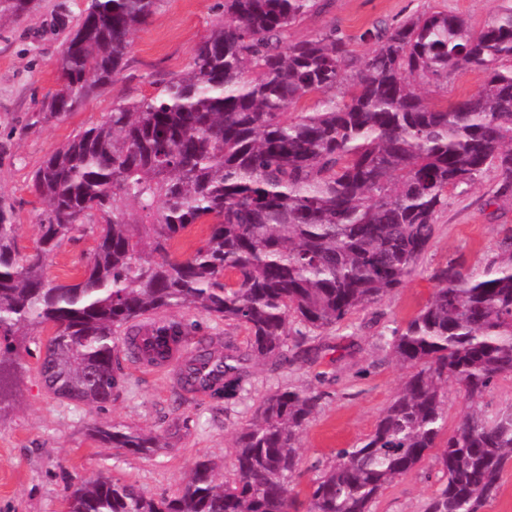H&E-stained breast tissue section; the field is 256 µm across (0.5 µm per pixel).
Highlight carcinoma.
<instances>
[{"instance_id": "carcinoma-1", "label": "carcinoma", "mask_w": 512, "mask_h": 512, "mask_svg": "<svg viewBox=\"0 0 512 512\" xmlns=\"http://www.w3.org/2000/svg\"><path fill=\"white\" fill-rule=\"evenodd\" d=\"M158 2L87 0L62 43L47 114L76 112L117 80ZM33 8L0 0V20ZM320 9L319 0H224V19L188 69L154 96L115 102L33 172L43 208L32 251L21 252L13 206L0 198V405L15 385L21 329L54 328L44 382L94 406L121 386V337L170 309L247 327L248 350L202 354L223 367L221 387L192 367L182 378L187 391L231 396L245 362L304 360L316 337L404 287L451 192L493 169L499 195L512 196V0L478 33L441 12L369 29L362 38L375 47L360 57L334 28L291 38ZM458 69L483 73L480 90L428 98L425 87ZM304 99L311 109L295 111ZM206 220L207 237L176 255L173 242ZM76 233L95 242L83 274L47 277V258ZM430 280L427 304L381 337L413 372L373 433L313 480L306 512H371L434 448L444 482L423 512H482L498 495L512 464V406L488 414L481 404L512 377V233L483 268L450 259ZM151 331L164 342L190 335L176 319ZM450 380L470 411L447 437ZM321 399L294 386L265 397L235 438L230 483H216L209 458L173 497L99 476L75 487L67 512H292L300 435ZM94 436L144 457L162 449L123 425Z\"/></svg>"}]
</instances>
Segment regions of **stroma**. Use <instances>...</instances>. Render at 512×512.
Listing matches in <instances>:
<instances>
[{
  "label": "stroma",
  "mask_w": 512,
  "mask_h": 512,
  "mask_svg": "<svg viewBox=\"0 0 512 512\" xmlns=\"http://www.w3.org/2000/svg\"><path fill=\"white\" fill-rule=\"evenodd\" d=\"M291 31L302 39L329 25L351 43L356 54L372 50L362 34L421 13L464 17L480 32L497 10V0H325ZM27 16L0 23V196L15 207L21 251L37 237L42 205L30 189L32 173L46 156L83 127L101 122L120 98L151 95L153 84L189 67L196 44L223 16L224 0H160L148 25L132 38L121 79L101 90L82 109L60 119H41L45 99L57 86V58L67 34L59 15L76 22L84 0H35ZM498 175L483 174L452 192L436 221L432 243L404 288L357 311L315 340L319 351L292 365L272 360L248 362L243 391L230 400L182 397L177 367L146 377L122 362V386L112 401L92 407L58 398L39 373V350L51 327L17 337L22 369L15 401L0 409V512H65L74 486L98 475L119 478L144 495L174 496L195 462L216 464V479L233 478L231 459L237 434L264 397L284 385L311 388L322 396L319 411L300 437L301 472L292 483L299 512L306 507L311 479L332 465L340 449L371 434L399 392L408 370L379 346L380 337L415 316L434 288L433 268L455 258L468 267L492 260L500 239L512 232V199L498 196ZM93 240L78 235L51 254L47 274L77 276ZM191 325L194 333L246 349L245 327L227 325L195 310L165 311ZM112 423L158 436L162 450L151 457L94 441L90 431ZM442 482L434 457L409 475L386 485L372 512H422Z\"/></svg>",
  "instance_id": "obj_1"
}]
</instances>
